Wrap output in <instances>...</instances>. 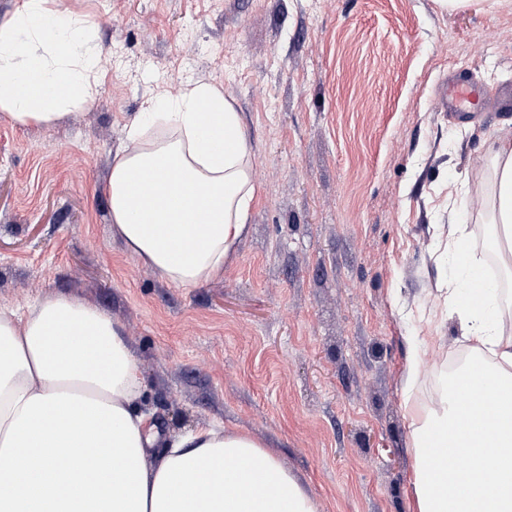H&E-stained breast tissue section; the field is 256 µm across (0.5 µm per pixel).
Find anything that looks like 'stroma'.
<instances>
[{"label": "stroma", "instance_id": "stroma-1", "mask_svg": "<svg viewBox=\"0 0 512 512\" xmlns=\"http://www.w3.org/2000/svg\"><path fill=\"white\" fill-rule=\"evenodd\" d=\"M99 51L94 101L48 125L0 112V306L58 294L123 330L168 434L251 432L320 512H414L410 417L467 343L433 227L487 263L489 139L512 109L436 102L450 72L512 91V0H69ZM212 83L241 112L258 189L223 278L160 280L112 233V156L143 102ZM429 359L413 386L415 357Z\"/></svg>", "mask_w": 512, "mask_h": 512}]
</instances>
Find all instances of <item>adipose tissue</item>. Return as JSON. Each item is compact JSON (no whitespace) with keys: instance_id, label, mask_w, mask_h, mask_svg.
Masks as SVG:
<instances>
[{"instance_id":"obj_1","label":"adipose tissue","mask_w":512,"mask_h":512,"mask_svg":"<svg viewBox=\"0 0 512 512\" xmlns=\"http://www.w3.org/2000/svg\"><path fill=\"white\" fill-rule=\"evenodd\" d=\"M83 17L67 0H17L0 23V111L49 123L94 99ZM207 111H199V103ZM170 132L149 139L150 118ZM493 237L512 245V137L490 139ZM153 185H140L144 174ZM112 233L165 282L195 288L224 273L248 229L256 187L241 117L221 88L146 100L112 159ZM448 247L466 277L448 314L472 355L462 373L498 407L464 404L454 384L412 416L415 512H512V308L467 262L465 228ZM144 381L127 339L92 303L50 296L0 307V512H319L278 457L222 422L161 435L141 410ZM463 468L439 459L444 447Z\"/></svg>"}]
</instances>
